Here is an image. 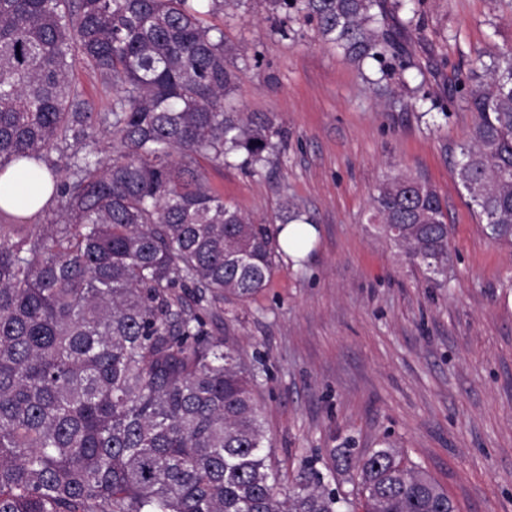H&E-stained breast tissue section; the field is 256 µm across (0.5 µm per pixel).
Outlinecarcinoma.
<instances>
[{"instance_id": "obj_1", "label": "carcinoma", "mask_w": 512, "mask_h": 512, "mask_svg": "<svg viewBox=\"0 0 512 512\" xmlns=\"http://www.w3.org/2000/svg\"><path fill=\"white\" fill-rule=\"evenodd\" d=\"M197 2L0 0V174L45 161L57 203L31 229L0 208V512H456L392 448L338 449L346 465L358 456L347 492L311 462L277 491L261 375L184 295L244 300L276 272L270 225L225 203L197 159L257 172L281 131L224 108L239 53ZM266 2L316 21L358 65L399 56L422 26L414 9L386 28L379 0ZM490 59L487 79L461 82L475 123L454 175L491 238L512 245V47ZM78 64L113 90L106 111L74 83ZM371 207L410 261L447 273L430 184L389 177Z\"/></svg>"}]
</instances>
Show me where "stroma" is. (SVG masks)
<instances>
[{
	"mask_svg": "<svg viewBox=\"0 0 512 512\" xmlns=\"http://www.w3.org/2000/svg\"><path fill=\"white\" fill-rule=\"evenodd\" d=\"M410 67L357 68L315 22L264 0L204 15L242 50L232 99L288 133L262 172L202 162L209 185L255 223L313 219L306 248L278 253L243 302H207L211 335L233 329L279 488L337 448H394L458 512H512V247L490 240L453 174L474 115L457 80L512 45V0H420ZM429 181L448 214L447 275L430 280L368 221L387 177Z\"/></svg>",
	"mask_w": 512,
	"mask_h": 512,
	"instance_id": "stroma-1",
	"label": "stroma"
}]
</instances>
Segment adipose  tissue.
Here are the masks:
<instances>
[{
    "label": "adipose tissue",
    "mask_w": 512,
    "mask_h": 512,
    "mask_svg": "<svg viewBox=\"0 0 512 512\" xmlns=\"http://www.w3.org/2000/svg\"><path fill=\"white\" fill-rule=\"evenodd\" d=\"M53 187L46 163H26L24 169H12L0 176V206L18 217L32 218L50 201Z\"/></svg>",
    "instance_id": "obj_1"
}]
</instances>
